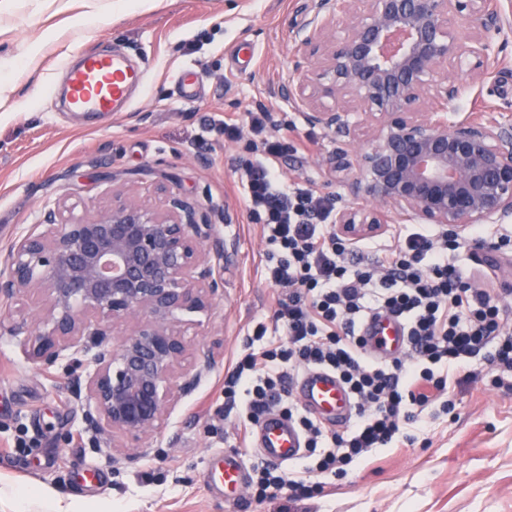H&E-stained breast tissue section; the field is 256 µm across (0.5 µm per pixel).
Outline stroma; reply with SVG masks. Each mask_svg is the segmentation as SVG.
<instances>
[{"instance_id": "35a3bbf8", "label": "stroma", "mask_w": 512, "mask_h": 512, "mask_svg": "<svg viewBox=\"0 0 512 512\" xmlns=\"http://www.w3.org/2000/svg\"><path fill=\"white\" fill-rule=\"evenodd\" d=\"M313 0H0V248L40 223L59 199L77 213L112 201V185L152 198L157 183L197 201L227 255L210 263L224 290L208 313L188 317L186 339L210 347L223 339L199 387L172 411L146 451L97 447L82 430V408L68 388L67 361L50 371L30 363L7 328L34 319L41 297L17 301L0 317V512H512V391L490 384L483 357L453 387L455 408L423 412L414 442L373 450L345 479L313 474L314 497L257 503L250 483L233 494L209 486L215 458L247 467L262 456L243 439L240 408L224 404V378L258 328L281 336L273 314L278 289L268 283L269 246L251 219L244 162L252 139L247 112L267 109L270 133L287 143L277 161L290 189L345 194L327 184L321 162L333 135L305 124L281 94L293 75L295 39ZM491 61L492 76L468 87L458 117L492 113L512 101V32ZM119 51L147 81L124 112H72L56 100L68 63L79 53ZM196 66V102L183 101L176 77ZM239 128L226 139L225 118ZM486 237L454 255L482 273L512 311V219L483 225Z\"/></svg>"}]
</instances>
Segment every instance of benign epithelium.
I'll list each match as a JSON object with an SVG mask.
<instances>
[{
  "instance_id": "1",
  "label": "benign epithelium",
  "mask_w": 512,
  "mask_h": 512,
  "mask_svg": "<svg viewBox=\"0 0 512 512\" xmlns=\"http://www.w3.org/2000/svg\"><path fill=\"white\" fill-rule=\"evenodd\" d=\"M282 93L305 123L343 139L325 160L345 181L336 235L375 234L390 215L463 237L512 216V124L448 120L460 86L488 78L497 39L512 22L497 0H315ZM155 202L112 187V206L77 215L61 199L0 256V303L43 298L35 326L9 327L28 358L66 359L84 430L96 443L138 448L160 434L198 386L210 351L186 340L187 313L206 312L224 288L208 260L224 254L214 224L187 197ZM125 331L114 342L115 328Z\"/></svg>"
}]
</instances>
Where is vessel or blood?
I'll use <instances>...</instances> for the list:
<instances>
[{
    "label": "vessel or blood",
    "mask_w": 512,
    "mask_h": 512,
    "mask_svg": "<svg viewBox=\"0 0 512 512\" xmlns=\"http://www.w3.org/2000/svg\"><path fill=\"white\" fill-rule=\"evenodd\" d=\"M143 82V72L123 55L87 54L68 73L69 104L80 112H119L129 106L131 89ZM362 337L377 357H397L406 351L405 325L389 314L369 318L362 327ZM298 387L305 406L325 423L340 427L348 422L352 398L333 372L308 370ZM255 442L267 461L287 464L298 458L303 437L293 421L271 410L262 417ZM206 480L210 485L235 491L244 481L240 460L225 457L207 472Z\"/></svg>",
    "instance_id": "vessel-or-blood-1"
}]
</instances>
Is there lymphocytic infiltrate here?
I'll return each instance as SVG.
<instances>
[{
  "label": "lymphocytic infiltrate",
  "instance_id": "lymphocytic-infiltrate-1",
  "mask_svg": "<svg viewBox=\"0 0 512 512\" xmlns=\"http://www.w3.org/2000/svg\"><path fill=\"white\" fill-rule=\"evenodd\" d=\"M248 122L265 140L247 170L246 199L273 249L266 276L288 291L274 310L286 339L238 361L224 382V397L231 403L243 398L252 422L283 408L316 453L315 470L344 477L449 394L463 357L482 352L491 368L512 373L508 318L492 289L476 287L471 269L449 262V253L466 245L449 233H414L371 261L357 260V245L328 228L335 202L281 181L274 160L285 147L265 134L268 111L249 112ZM383 312L403 319L409 343L407 356L387 362L372 359L360 336L364 322ZM302 368L333 371L346 385L354 400L350 431L332 432L315 417L295 414L286 383ZM307 476L264 463L255 496L263 502L304 495Z\"/></svg>",
  "mask_w": 512,
  "mask_h": 512
}]
</instances>
